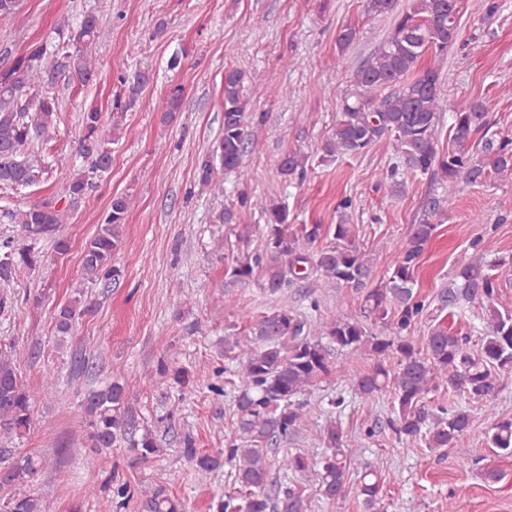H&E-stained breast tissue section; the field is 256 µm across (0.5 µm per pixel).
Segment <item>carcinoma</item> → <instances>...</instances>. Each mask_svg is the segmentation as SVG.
<instances>
[{
    "label": "carcinoma",
    "instance_id": "1",
    "mask_svg": "<svg viewBox=\"0 0 512 512\" xmlns=\"http://www.w3.org/2000/svg\"><path fill=\"white\" fill-rule=\"evenodd\" d=\"M369 13L394 16V24L382 47L372 53L354 74V91L339 108L331 137L322 147V159L340 155H361L385 136L394 137L395 165L379 182L393 194L404 191L396 179L399 167L414 174L440 176L446 195L431 201L435 215L453 202L465 184L484 181L489 175L512 174V139L489 135L487 106L481 101L463 102L455 109L451 125L452 147L437 150V125L444 99L440 92L437 65L428 66L411 80H405L425 54L441 61L458 39V0H413L406 11H397V0H367ZM107 37L93 15H87L75 36L74 51L50 65L47 43L28 51L0 68V186L16 193L35 185L43 174L29 153L44 141L57 122L59 100L52 92L56 79L73 75L88 83L96 75L93 48ZM132 96L150 80V68L119 76ZM244 73L237 69L224 74V127L215 154L201 160L198 184L217 194L223 183L214 179V160L226 171L240 168L251 137L254 121L244 97ZM83 135L79 154L90 160L88 171L72 178L64 198L73 201L94 188L93 178L112 165L109 145L119 137L118 123L104 119L90 109L82 115ZM309 156L289 151L278 173L284 179L303 178ZM59 201L43 200L22 209H6L5 217L19 228V238L0 240V283L8 284L20 268L36 266L35 246L44 241L58 253L67 251L59 229L63 213ZM129 199L117 195L99 225L86 242L82 271L89 282H117L121 269L113 257L122 245ZM264 248L250 245L251 225H241V248L232 269L234 281L247 283L263 275L273 292L294 285L297 268L310 267L325 279L363 295L362 317L378 322L385 335L369 332L364 322L353 318L321 320L302 318L283 302L262 316L251 335L226 341L235 353L238 379L235 399L236 431L224 448L232 463L233 492L217 504V512H308L303 493L281 487L272 471L288 477L299 474L317 486L329 500L346 497L349 489L350 458L347 435L336 421L323 428L325 452L319 458L306 452L279 453L278 445L288 442L305 425L308 410L299 399L309 387L331 373V355L361 354L373 359L372 366L348 375L352 391L370 405L379 395H393L394 416L389 427L406 449L460 448L473 428V417L463 406L432 405L429 394L448 388L474 405H480L493 421L486 431V445L497 454L512 456V419L496 417L497 394L504 380L512 376V302L500 294L496 274L502 261H487L479 247L481 238L471 242L473 253L460 264L448 287L437 296L441 309L454 310L462 304H476L482 310L479 343L468 336H456L440 327L428 331L424 346L412 332L429 317L431 303L415 290V273L436 225L429 221L412 226L405 244L396 252L388 277L374 281L369 257L356 244L355 225L345 215L333 227L288 223V209L272 202L266 207ZM333 242L317 247L322 238ZM93 313L92 303L78 296L56 314L57 335L71 334L79 318ZM24 350L14 344L0 347V437L22 440L31 430L32 394L20 373ZM84 412L89 418L86 443L92 448L123 447L138 463H149L159 453L156 435L149 429L138 432L128 404L125 385L115 379L88 392ZM183 457L192 464L201 481L221 466L220 458L201 455L191 437L183 440ZM42 467L34 457L17 450L0 448V512H51L52 506L33 491ZM381 476L369 462L362 465L358 496L366 512H382ZM100 499L102 512H121L133 499L143 512H186L182 501L161 488L135 487L115 475L88 488Z\"/></svg>",
    "mask_w": 512,
    "mask_h": 512
}]
</instances>
